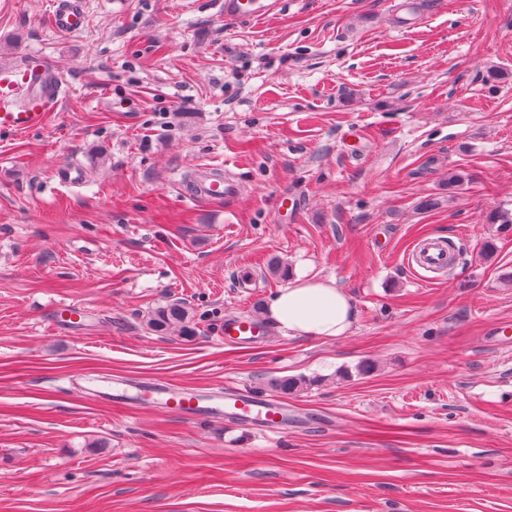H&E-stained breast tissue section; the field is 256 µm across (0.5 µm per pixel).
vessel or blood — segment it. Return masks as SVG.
I'll return each instance as SVG.
<instances>
[{
	"label": "vessel or blood",
	"instance_id": "obj_1",
	"mask_svg": "<svg viewBox=\"0 0 512 512\" xmlns=\"http://www.w3.org/2000/svg\"><path fill=\"white\" fill-rule=\"evenodd\" d=\"M280 5L281 0H224V16L234 20L271 18L278 14ZM52 22L64 33L82 29L84 17L76 0H54ZM31 76V69L25 65L17 71L0 74V132L29 130L46 120L45 98H29L21 108L10 104L11 97L25 90ZM240 191L236 179L228 176L219 179L207 171L197 182L198 197L209 201L229 200ZM450 249L448 240L427 239L418 244L412 259L425 272L439 275L448 270ZM222 334L225 342L254 345L260 343L264 326L251 316H233L225 318ZM79 389L85 395L125 407L148 404L193 423L223 420L232 425L284 434L290 423L296 420L288 410L287 401L236 387L226 390L189 389L155 377L123 380L93 375L83 378Z\"/></svg>",
	"mask_w": 512,
	"mask_h": 512
}]
</instances>
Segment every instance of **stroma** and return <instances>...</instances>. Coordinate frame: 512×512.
<instances>
[{
  "instance_id": "1",
  "label": "stroma",
  "mask_w": 512,
  "mask_h": 512,
  "mask_svg": "<svg viewBox=\"0 0 512 512\" xmlns=\"http://www.w3.org/2000/svg\"><path fill=\"white\" fill-rule=\"evenodd\" d=\"M52 2L0 0V69L62 87L0 136V512H512V224L486 221L512 213V0H433L409 27L401 0H283L269 21L78 0L73 34ZM209 166L242 193L195 197ZM427 236L456 245L443 279L408 264ZM301 270L347 292L348 335L225 343L226 315L264 317ZM73 301L70 331L53 308ZM174 301L190 335L150 325ZM90 374L303 378L306 420L121 410L74 390ZM76 1L77 0L53 1L52 22L59 31L75 33L83 28L84 17Z\"/></svg>"
}]
</instances>
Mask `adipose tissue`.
<instances>
[{
  "label": "adipose tissue",
  "instance_id": "adipose-tissue-1",
  "mask_svg": "<svg viewBox=\"0 0 512 512\" xmlns=\"http://www.w3.org/2000/svg\"><path fill=\"white\" fill-rule=\"evenodd\" d=\"M266 316L294 337L337 338L350 333L355 313L334 280L302 271L274 293Z\"/></svg>",
  "mask_w": 512,
  "mask_h": 512
}]
</instances>
